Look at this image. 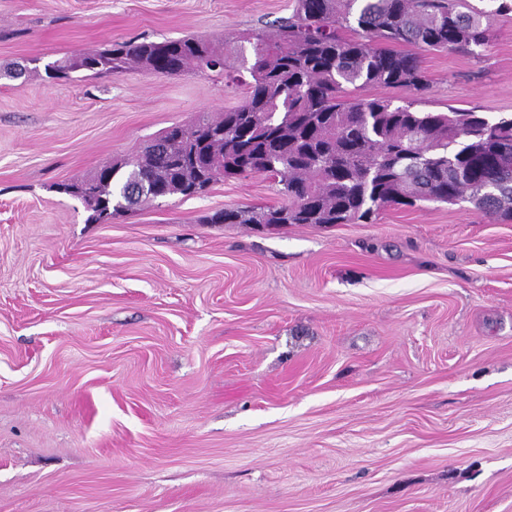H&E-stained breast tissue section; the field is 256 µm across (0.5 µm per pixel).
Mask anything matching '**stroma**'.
I'll list each match as a JSON object with an SVG mask.
<instances>
[{"label":"stroma","mask_w":512,"mask_h":512,"mask_svg":"<svg viewBox=\"0 0 512 512\" xmlns=\"http://www.w3.org/2000/svg\"><path fill=\"white\" fill-rule=\"evenodd\" d=\"M419 50L424 112L512 114V12ZM294 0H0V512H512V221L466 201L214 224L270 179L88 223L63 182L248 73L46 77L115 42L275 31Z\"/></svg>","instance_id":"obj_1"}]
</instances>
